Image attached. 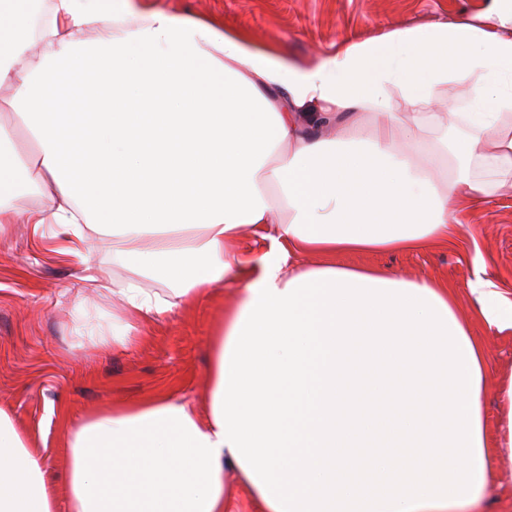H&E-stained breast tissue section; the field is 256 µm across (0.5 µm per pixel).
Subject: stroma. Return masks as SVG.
<instances>
[{
	"label": "stroma",
	"instance_id": "stroma-1",
	"mask_svg": "<svg viewBox=\"0 0 512 512\" xmlns=\"http://www.w3.org/2000/svg\"><path fill=\"white\" fill-rule=\"evenodd\" d=\"M141 5L214 22L254 43L309 60L336 42L455 17L466 20L483 0H140ZM55 225L33 232L15 222L0 232V407L33 438L46 469L57 478L66 470L63 421L78 422L117 403L155 395L194 402L207 415L210 338L234 302V289L216 285L207 297L190 299L163 316L134 321L129 344L96 342L110 334L118 298L86 287L92 272L121 285L131 271L96 246L90 267L54 251ZM480 250L487 272L512 290V191H504L468 219L452 245L413 252L339 254V266L374 267L416 279L429 277L456 293L460 312L489 354L481 388L490 443L506 434L512 406V335L490 331L473 317L467 284L471 254ZM485 482L482 512H512V454L494 453Z\"/></svg>",
	"mask_w": 512,
	"mask_h": 512
}]
</instances>
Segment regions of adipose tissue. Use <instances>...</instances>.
<instances>
[{
  "instance_id": "obj_1",
  "label": "adipose tissue",
  "mask_w": 512,
  "mask_h": 512,
  "mask_svg": "<svg viewBox=\"0 0 512 512\" xmlns=\"http://www.w3.org/2000/svg\"><path fill=\"white\" fill-rule=\"evenodd\" d=\"M0 9V82L37 145L0 126V224H56L69 256L105 241L169 298L121 290L112 339L218 284L237 305L212 339L209 412L155 396L66 433L65 497L0 407V512H237L224 471L257 512H459L478 504L492 459L483 345L449 288L322 255L447 245L464 215L512 188V0L468 20L340 41L307 62L209 22L101 0ZM459 90L439 111L441 92ZM375 115L377 130L359 127ZM44 206L18 212L21 184ZM263 242L242 249L244 233ZM474 317L512 334V294L471 257ZM384 367L428 390L393 421L447 467L389 479L398 458L348 471L370 425L358 402Z\"/></svg>"
}]
</instances>
